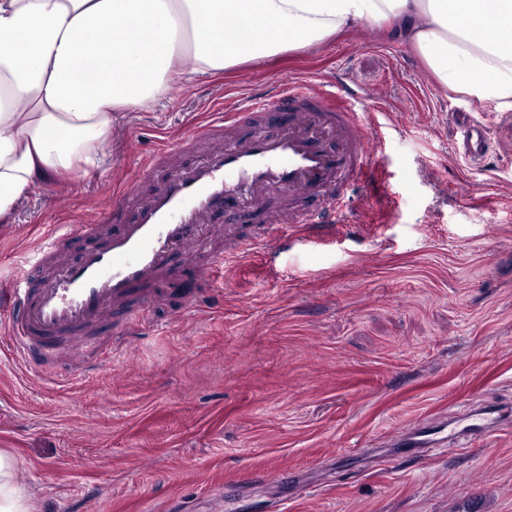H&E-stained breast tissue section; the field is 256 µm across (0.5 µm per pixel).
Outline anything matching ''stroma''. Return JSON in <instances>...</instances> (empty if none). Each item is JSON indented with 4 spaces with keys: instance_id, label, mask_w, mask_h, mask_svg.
Returning a JSON list of instances; mask_svg holds the SVG:
<instances>
[{
    "instance_id": "stroma-1",
    "label": "stroma",
    "mask_w": 512,
    "mask_h": 512,
    "mask_svg": "<svg viewBox=\"0 0 512 512\" xmlns=\"http://www.w3.org/2000/svg\"><path fill=\"white\" fill-rule=\"evenodd\" d=\"M365 29L120 113L99 168L35 190L0 224L5 282L44 229L105 209L124 172L186 122L273 94L279 78L349 73L358 111L374 116L387 196L351 187L332 241L220 279L209 254L182 257L196 307L157 281L145 321L103 326L43 376L0 348V449L23 460L35 512H512V418L460 451L364 464L368 444L416 419L512 411V111L444 89L413 48ZM452 112L490 113L481 161L458 154Z\"/></svg>"
}]
</instances>
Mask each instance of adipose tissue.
<instances>
[{"instance_id":"ef3b65f1","label":"adipose tissue","mask_w":512,"mask_h":512,"mask_svg":"<svg viewBox=\"0 0 512 512\" xmlns=\"http://www.w3.org/2000/svg\"><path fill=\"white\" fill-rule=\"evenodd\" d=\"M362 23L449 91L512 110V0H0V224L49 179L98 168L119 112ZM19 465L0 451V512H34Z\"/></svg>"}]
</instances>
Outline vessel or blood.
I'll return each instance as SVG.
<instances>
[{
    "label": "vessel or blood",
    "mask_w": 512,
    "mask_h": 512,
    "mask_svg": "<svg viewBox=\"0 0 512 512\" xmlns=\"http://www.w3.org/2000/svg\"><path fill=\"white\" fill-rule=\"evenodd\" d=\"M353 88L335 93L310 82L282 79L274 94L215 109L208 121L182 133L176 148L161 151L114 192L111 213L69 224L33 249L37 284L28 279L0 289V343L28 370L42 373L62 348L77 349L102 325L145 312L149 287L176 277V261L229 233L217 209L251 219L274 196L295 205L270 219L264 235L235 236L212 268L261 253L285 251L301 237L334 234L345 191L381 165L372 125L356 112ZM463 155L482 159L491 140L485 124L457 117ZM195 162H188V155ZM112 222L114 233L100 232ZM95 235L97 242L71 258L66 241ZM499 416L481 406L448 418L418 421L393 443L404 454L452 447L462 436L493 431Z\"/></svg>",
    "instance_id": "1"
}]
</instances>
